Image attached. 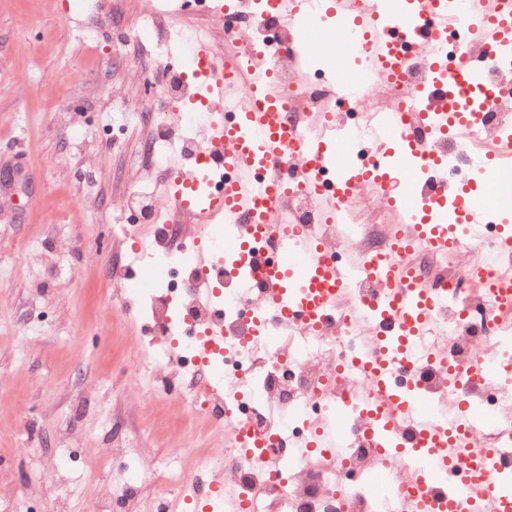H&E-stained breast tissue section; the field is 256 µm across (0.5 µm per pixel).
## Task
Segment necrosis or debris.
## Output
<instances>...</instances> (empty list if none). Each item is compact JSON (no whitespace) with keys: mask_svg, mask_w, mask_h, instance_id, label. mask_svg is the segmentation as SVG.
Listing matches in <instances>:
<instances>
[{"mask_svg":"<svg viewBox=\"0 0 512 512\" xmlns=\"http://www.w3.org/2000/svg\"><path fill=\"white\" fill-rule=\"evenodd\" d=\"M294 39L293 26L269 15L263 0H243L240 13L224 17L223 43L210 49L234 66L246 58L253 65L274 68L288 98L283 121L301 127L311 122L313 113H332L336 127L357 130L361 157L377 149L370 137L376 113H403L409 133L419 134L415 112L434 105L425 95L429 53L411 60L407 79L375 78L359 93L344 97L298 72L294 57L284 50ZM509 126L512 113L493 110L469 134L433 141L430 149L443 154L449 180H469L483 169L491 134ZM373 191L374 222L358 227L357 246L379 254L393 227L387 222L383 186ZM283 211L292 223L326 237L332 250H340L336 227L316 223L315 199L305 187H297ZM194 224L189 213L163 224L153 212L134 215L131 234L138 240L141 258L166 262L171 276L166 288L150 298L147 348L153 371L168 396L185 398L215 427H223L224 411L232 408L253 434L271 444L257 457L231 445L224 451L223 469L205 465L179 475L185 491L233 482L245 512H403L411 493L410 458L385 460L373 442L356 438L333 458L294 450L310 424L335 413L337 403L346 402L349 394L368 399L374 394L364 368L352 365L340 376L332 372L337 361L374 347L371 326L354 315L355 296L347 294L338 301L321 332L289 328L263 308L260 292L243 289L245 274L224 259L222 232L210 233L208 259H194ZM473 262L483 265L488 275L501 274L503 260L492 228L477 236L467 256L418 253L415 265L421 276L447 290L438 313L447 344L443 361H420L405 385L431 401V414L443 422L450 420L457 399H466L474 415L476 442L496 448L501 443L499 419L512 415V373L507 370L512 364V314L492 306L481 281L467 280L465 270ZM213 326L223 330L226 347L223 353L200 359L203 335ZM475 365L486 371L483 384L465 377ZM382 468L388 477L378 489L370 480Z\"/></svg>","mask_w":512,"mask_h":512,"instance_id":"4bbe7bcc","label":"necrosis or debris"}]
</instances>
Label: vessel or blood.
Returning a JSON list of instances; mask_svg holds the SVG:
<instances>
[{
	"label": "vessel or blood",
	"instance_id": "b4317fda",
	"mask_svg": "<svg viewBox=\"0 0 512 512\" xmlns=\"http://www.w3.org/2000/svg\"><path fill=\"white\" fill-rule=\"evenodd\" d=\"M269 14L290 17L295 22L335 16L339 24L337 44L349 48L350 34H359L365 46V69L384 78H405L407 62L400 49L404 22L425 14L430 26L415 24L414 37L427 45L446 38L448 26L456 16L449 12L447 0H266ZM464 29L475 51L461 63V79L449 80L448 62L432 60L430 85L437 95L434 109L419 112L420 137H411L397 113H383L376 130L383 151L371 165L355 162L330 129L310 137L288 127L281 113L286 106L278 77L271 70H256L250 82L251 105L234 114L224 110L232 94L222 58L203 43L195 47L193 65L197 93L185 102L187 111L209 114L211 139L223 142L222 155L195 164L193 174L179 175L173 181L171 199L174 211L194 212L200 223L215 219L233 223L247 217L250 223L270 232L279 257L271 264L260 263L249 236L241 235L226 244L235 262L257 269L265 286L264 304L285 324L318 327L333 307L338 293L365 280L377 287L364 298L358 309L375 326L378 343L372 362L373 379L383 393V403H358L359 412L369 414L373 425L357 430L345 408L336 411L333 425L315 427L303 446L309 452L337 453L341 444L355 434L377 439L380 447L409 446L416 460V483L409 512H483L492 503L494 512H512V490L497 485L500 474L512 467L503 451L489 452L473 447L467 437L471 416L467 403H459L456 432L447 424L427 415L422 401L412 400L396 385V361L410 360L418 343L438 335V311L442 305L440 289L416 277L403 257L416 248L445 253L460 251L463 240L458 225L475 230L489 224L491 213L462 186L450 184L440 156L431 154L428 145L448 135H458L483 122L492 100L482 101L471 111H461L459 98L482 84L488 71L496 69L499 57L512 51V0H468ZM299 155L301 177L321 207L319 220L345 227L347 200L362 185L385 183L410 168L427 167L433 173L432 189L419 196L415 183H407L404 195L392 200L402 209L404 223L413 225L409 234L396 235L392 262H378L372 255L357 253L354 262L326 274L328 248L298 224L273 223L277 204L292 190L288 180L275 177L258 182L256 167H269L287 155ZM333 168L336 176L322 185L320 175ZM223 182L222 192L203 194L205 181ZM224 424L238 436L246 455H255L262 440L245 432L238 414L227 410ZM466 461V473H458L459 461ZM221 487L195 497L197 512H222L230 497Z\"/></svg>",
	"mask_w": 512,
	"mask_h": 512
}]
</instances>
